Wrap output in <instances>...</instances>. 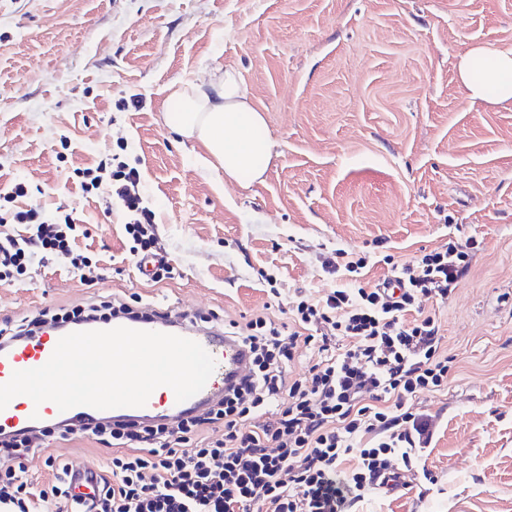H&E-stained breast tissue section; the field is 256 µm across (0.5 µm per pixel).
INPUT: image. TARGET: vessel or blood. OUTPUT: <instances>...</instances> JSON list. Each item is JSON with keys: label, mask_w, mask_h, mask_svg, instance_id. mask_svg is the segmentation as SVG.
Listing matches in <instances>:
<instances>
[{"label": "vessel or blood", "mask_w": 512, "mask_h": 512, "mask_svg": "<svg viewBox=\"0 0 512 512\" xmlns=\"http://www.w3.org/2000/svg\"><path fill=\"white\" fill-rule=\"evenodd\" d=\"M122 325L134 330L173 334L198 342L216 361V368L205 387L193 397L180 402L170 388L162 386L154 390L145 406L106 410L76 406L62 411L53 402L46 401L37 405L29 397L20 395L0 410V432L12 434L29 431L47 420H57L77 429L88 420L100 417L127 422L179 419L217 402L223 397L225 389L237 384L249 372L247 349L236 337L222 329L199 330L197 326L185 323L175 313L149 320L126 319ZM61 336V331L57 330L0 344V384L6 383L14 371L43 366Z\"/></svg>", "instance_id": "1"}]
</instances>
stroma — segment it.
<instances>
[{
	"instance_id": "stroma-1",
	"label": "stroma",
	"mask_w": 512,
	"mask_h": 512,
	"mask_svg": "<svg viewBox=\"0 0 512 512\" xmlns=\"http://www.w3.org/2000/svg\"><path fill=\"white\" fill-rule=\"evenodd\" d=\"M475 45L512 46V0H0V186L71 215L93 271L28 268L0 285V321L112 296L277 318L298 291L344 285L323 269L337 250L369 255L374 284L383 256L455 241L467 273L447 300L419 299L452 360L447 385L414 402L432 440L402 489L349 512H512V105L461 94L456 62ZM227 67L276 144L246 188L161 119L174 90ZM115 153L140 171L174 279H140L118 205L80 189L75 169ZM43 445L27 463L38 489L46 458L112 456L88 435Z\"/></svg>"
}]
</instances>
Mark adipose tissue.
Masks as SVG:
<instances>
[{"instance_id":"1","label":"adipose tissue","mask_w":512,"mask_h":512,"mask_svg":"<svg viewBox=\"0 0 512 512\" xmlns=\"http://www.w3.org/2000/svg\"><path fill=\"white\" fill-rule=\"evenodd\" d=\"M456 68L470 99L512 104V46L470 47L460 55ZM163 117L178 135L201 142L205 164L223 171L228 179L239 180L245 173L261 178L273 158L274 143L263 132L265 119L250 103L234 69L174 91Z\"/></svg>"}]
</instances>
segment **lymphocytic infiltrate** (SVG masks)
<instances>
[{
	"label": "lymphocytic infiltrate",
	"mask_w": 512,
	"mask_h": 512,
	"mask_svg": "<svg viewBox=\"0 0 512 512\" xmlns=\"http://www.w3.org/2000/svg\"><path fill=\"white\" fill-rule=\"evenodd\" d=\"M77 176L83 192L116 199L133 258L158 261L153 281L174 278L175 268L156 248L157 213L139 189V170L107 159ZM27 194L20 182L0 187V223L28 227L20 237L0 235V283L11 284L49 254L75 269L87 267V260L72 256L73 219L15 209ZM369 262L364 255L328 261V272H347L358 287L337 288L322 299L298 295L286 321L259 316L234 326L233 335L250 353L251 372L205 412L174 428L105 419L82 426V433L114 450L84 512H348L350 504L398 479L393 460L412 469V451L428 435L412 401L443 387L450 370L440 352L438 321L416 302L422 295L448 298L469 268V254L451 240L404 264L384 256L401 285L397 292L384 283L362 285ZM136 314L116 297L42 310L1 322L0 341L33 335L48 324ZM340 340L345 348H337ZM310 347L322 354L310 379H289L290 364ZM263 411L272 421L247 428V420ZM34 453L32 435L0 434V512H45L70 498L69 468L52 458L50 487L30 492L26 462ZM352 455L357 463L351 467Z\"/></svg>",
	"instance_id": "1"
}]
</instances>
